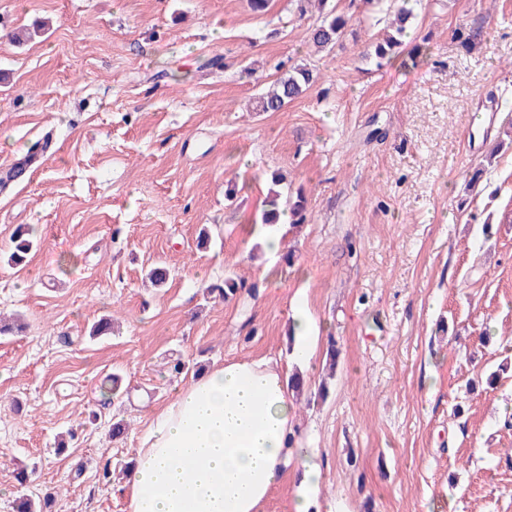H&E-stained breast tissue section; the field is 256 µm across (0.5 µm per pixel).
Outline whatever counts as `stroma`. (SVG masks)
I'll return each mask as SVG.
<instances>
[{
	"mask_svg": "<svg viewBox=\"0 0 512 512\" xmlns=\"http://www.w3.org/2000/svg\"><path fill=\"white\" fill-rule=\"evenodd\" d=\"M407 6L421 52L378 69L374 7L319 52L291 0H0V166L52 142L0 191V315L26 324L0 338V512L47 490L55 512H128L102 468L172 398L169 355L284 362L295 314L329 326L302 371L330 393L296 401L323 473L312 512H512V0ZM293 64L315 83L253 111ZM275 172L306 197L305 223L276 228L290 266L249 234ZM21 225L38 245L15 266ZM229 271L258 295L205 298ZM104 315L111 335L90 338Z\"/></svg>",
	"mask_w": 512,
	"mask_h": 512,
	"instance_id": "1",
	"label": "stroma"
}]
</instances>
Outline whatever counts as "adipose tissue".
<instances>
[{"label": "adipose tissue", "mask_w": 512, "mask_h": 512, "mask_svg": "<svg viewBox=\"0 0 512 512\" xmlns=\"http://www.w3.org/2000/svg\"><path fill=\"white\" fill-rule=\"evenodd\" d=\"M287 369L213 364L156 411L127 474L128 512H261L299 446Z\"/></svg>", "instance_id": "ef3b65f1"}]
</instances>
